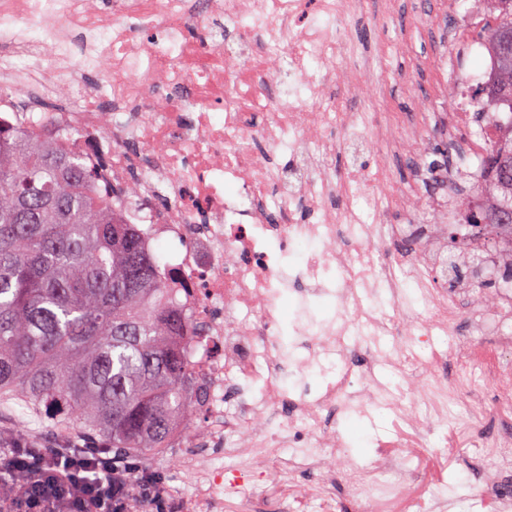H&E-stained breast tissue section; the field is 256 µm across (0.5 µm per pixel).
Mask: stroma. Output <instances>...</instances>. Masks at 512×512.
Segmentation results:
<instances>
[{
  "mask_svg": "<svg viewBox=\"0 0 512 512\" xmlns=\"http://www.w3.org/2000/svg\"><path fill=\"white\" fill-rule=\"evenodd\" d=\"M385 11L390 12V20L379 22V15ZM455 24V18L443 11L440 0H366L364 13L353 22L358 50L352 64L379 84L381 93L370 101L356 97L345 102V110L362 113L366 125L337 154V168L371 170L383 164L401 182L414 181L413 161L373 141L369 126L388 113L411 114L418 102L425 104L428 111H442L445 96L438 88L447 84L448 75L432 70L430 63L447 46ZM339 428L348 440L352 458L362 465L370 461L379 444L394 442L399 433L393 418L382 410L369 417L343 416ZM17 441L43 448L79 443L73 429L35 418L25 406L14 403L0 410V448L11 447ZM141 464L162 480L159 502L145 503L144 512H191L192 489L207 469V462L188 464L182 449L172 448L142 458ZM473 471L468 456L460 449L448 456L434 455L426 476L446 481L459 493L477 497L475 512H496L492 501L481 498Z\"/></svg>",
  "mask_w": 512,
  "mask_h": 512,
  "instance_id": "1",
  "label": "stroma"
}]
</instances>
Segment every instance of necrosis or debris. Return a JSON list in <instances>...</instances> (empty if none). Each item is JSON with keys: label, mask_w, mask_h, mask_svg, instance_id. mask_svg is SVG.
I'll list each match as a JSON object with an SVG mask.
<instances>
[{"label": "necrosis or debris", "mask_w": 512, "mask_h": 512, "mask_svg": "<svg viewBox=\"0 0 512 512\" xmlns=\"http://www.w3.org/2000/svg\"><path fill=\"white\" fill-rule=\"evenodd\" d=\"M361 4L114 0L107 18L96 0H0V127L49 134L99 168L93 193L147 245L166 243L162 270L192 338L186 399L207 425L203 447L222 446L227 461L209 469L195 512H215L226 487L248 501L279 488L296 512H336L340 492L358 512H385L437 426L468 435L481 492L512 512V360L497 356L512 351V288L484 305L435 274L457 185L482 181L476 161L505 122L476 93L494 60L473 41L465 60L432 61L449 73L438 132L472 135L441 191L420 194L384 166L337 171L334 133L360 125L343 99L375 95L344 66ZM216 19L236 45L187 38ZM80 72L96 83L76 82ZM62 89V105L43 110ZM429 120L384 117L373 137L418 160ZM378 408L407 432L396 452L355 465L336 418ZM490 418L498 431H479Z\"/></svg>", "instance_id": "obj_1"}]
</instances>
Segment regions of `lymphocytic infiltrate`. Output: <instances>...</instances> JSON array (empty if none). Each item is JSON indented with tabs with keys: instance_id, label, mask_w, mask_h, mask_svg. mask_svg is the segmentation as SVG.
I'll return each mask as SVG.
<instances>
[{
	"instance_id": "obj_1",
	"label": "lymphocytic infiltrate",
	"mask_w": 512,
	"mask_h": 512,
	"mask_svg": "<svg viewBox=\"0 0 512 512\" xmlns=\"http://www.w3.org/2000/svg\"><path fill=\"white\" fill-rule=\"evenodd\" d=\"M161 479L96 448H39L15 443L0 451V512H125L131 495L155 501Z\"/></svg>"
}]
</instances>
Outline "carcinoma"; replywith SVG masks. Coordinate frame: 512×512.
<instances>
[{
  "label": "carcinoma",
  "mask_w": 512,
  "mask_h": 512,
  "mask_svg": "<svg viewBox=\"0 0 512 512\" xmlns=\"http://www.w3.org/2000/svg\"><path fill=\"white\" fill-rule=\"evenodd\" d=\"M495 3L481 33L496 69L482 92L512 110V0ZM479 164L495 195L481 213L512 225V136ZM96 176L31 130L0 129V404L21 401L123 454L160 452L194 413L173 342L186 319L137 226L87 193ZM505 283L511 264L478 298Z\"/></svg>",
  "instance_id": "obj_1"
}]
</instances>
